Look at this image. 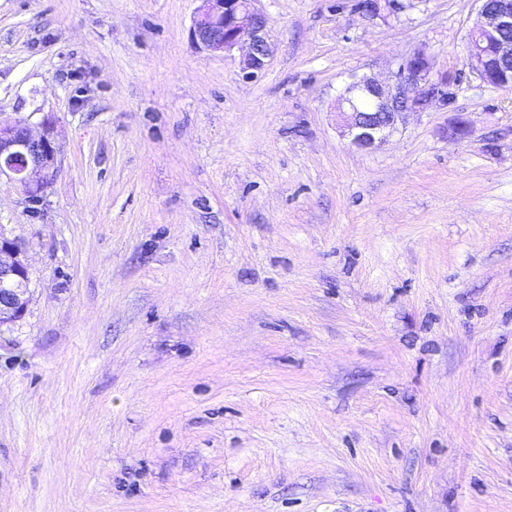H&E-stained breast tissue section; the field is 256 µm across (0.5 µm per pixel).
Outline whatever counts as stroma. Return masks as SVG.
<instances>
[{
  "label": "stroma",
  "mask_w": 512,
  "mask_h": 512,
  "mask_svg": "<svg viewBox=\"0 0 512 512\" xmlns=\"http://www.w3.org/2000/svg\"><path fill=\"white\" fill-rule=\"evenodd\" d=\"M360 3L258 0L248 79L197 0H0V119L58 131L40 202L0 177V512H512V90L476 0ZM418 49L448 104L355 150L340 90ZM494 2L491 4L490 2ZM479 3L476 24L467 46V65L484 83L512 89V72L496 71L502 60L512 61V0H476ZM30 268L24 244L0 227V327L21 320L27 310Z\"/></svg>",
  "instance_id": "stroma-1"
}]
</instances>
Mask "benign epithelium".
Returning a JSON list of instances; mask_svg holds the SVG:
<instances>
[{"instance_id":"obj_1","label":"benign epithelium","mask_w":512,"mask_h":512,"mask_svg":"<svg viewBox=\"0 0 512 512\" xmlns=\"http://www.w3.org/2000/svg\"><path fill=\"white\" fill-rule=\"evenodd\" d=\"M190 28L191 41L209 54H230L246 47L242 71L254 76L263 70L271 54L268 20L254 4L256 0H199ZM476 24L467 46V65L484 83L512 89V73L496 71L495 65L512 60V0H476ZM364 11L377 17L395 14L402 0H365ZM452 75L432 76L430 58L419 49L400 64L395 79L380 81L361 76L349 82L337 103V122L342 136L360 150L373 149L387 140L406 115L422 112L445 101L455 84ZM56 123L49 117L33 132L25 120L0 121V175L16 181L35 201L43 198L57 161ZM30 268L24 244L6 235L0 227V327L21 320L27 310Z\"/></svg>"}]
</instances>
